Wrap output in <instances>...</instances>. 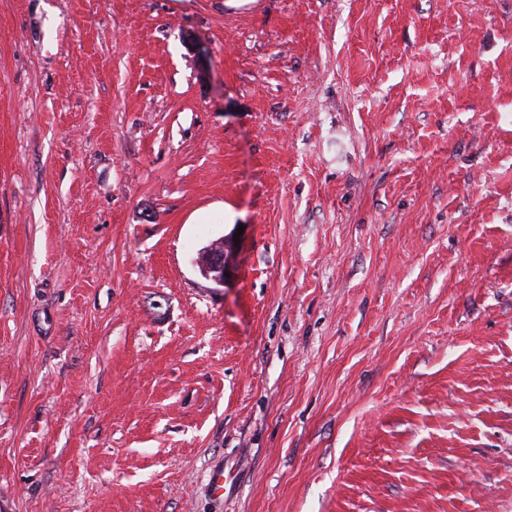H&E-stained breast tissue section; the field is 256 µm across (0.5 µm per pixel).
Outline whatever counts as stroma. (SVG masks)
I'll list each match as a JSON object with an SVG mask.
<instances>
[{
    "label": "stroma",
    "instance_id": "1",
    "mask_svg": "<svg viewBox=\"0 0 512 512\" xmlns=\"http://www.w3.org/2000/svg\"><path fill=\"white\" fill-rule=\"evenodd\" d=\"M0 512H512V0H0ZM234 253V236L219 238L204 247L196 264L201 275L215 283L224 284V277Z\"/></svg>",
    "mask_w": 512,
    "mask_h": 512
}]
</instances>
